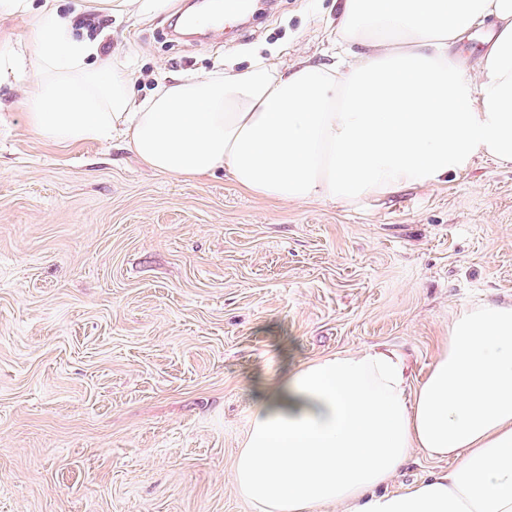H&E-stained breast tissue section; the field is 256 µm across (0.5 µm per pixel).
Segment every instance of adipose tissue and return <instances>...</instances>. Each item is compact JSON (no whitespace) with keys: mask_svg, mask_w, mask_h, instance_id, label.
I'll list each match as a JSON object with an SVG mask.
<instances>
[{"mask_svg":"<svg viewBox=\"0 0 512 512\" xmlns=\"http://www.w3.org/2000/svg\"><path fill=\"white\" fill-rule=\"evenodd\" d=\"M350 61L161 79L139 97L125 64L78 39L51 0H0L28 37L0 60L32 80L31 130L56 144L122 138L144 168L185 181L224 173L274 202L352 206L433 187L483 157L512 165V0H335ZM491 22L476 65L454 48ZM449 460L390 484L412 453ZM258 512H512V299L463 306L423 378L373 346L261 386L234 464Z\"/></svg>","mask_w":512,"mask_h":512,"instance_id":"adipose-tissue-1","label":"adipose tissue"}]
</instances>
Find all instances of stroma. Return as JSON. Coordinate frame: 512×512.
<instances>
[{
  "label": "stroma",
  "instance_id": "obj_1",
  "mask_svg": "<svg viewBox=\"0 0 512 512\" xmlns=\"http://www.w3.org/2000/svg\"><path fill=\"white\" fill-rule=\"evenodd\" d=\"M101 5L140 96L258 54L328 63L333 0L182 40L184 0ZM0 83V512H258L234 461L258 383L387 344L425 375L464 305L512 299V166L354 207L183 181L120 138L55 145Z\"/></svg>",
  "mask_w": 512,
  "mask_h": 512
}]
</instances>
